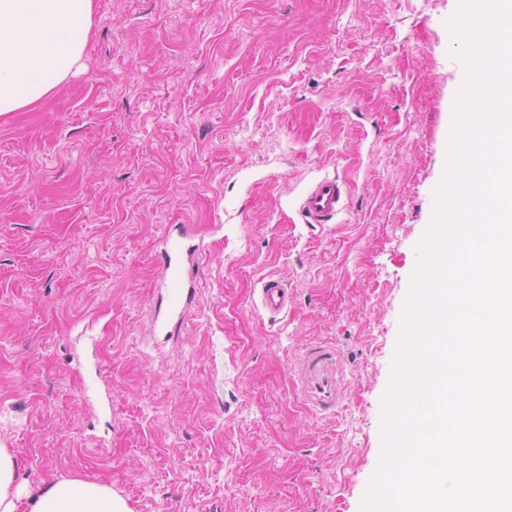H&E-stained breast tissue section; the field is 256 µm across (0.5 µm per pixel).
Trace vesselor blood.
Listing matches in <instances>:
<instances>
[{
  "mask_svg": "<svg viewBox=\"0 0 512 512\" xmlns=\"http://www.w3.org/2000/svg\"><path fill=\"white\" fill-rule=\"evenodd\" d=\"M344 184L335 177L317 180L298 200V212L305 223L326 224L343 209ZM188 234L175 225L157 243L163 273L162 294L156 303L153 317L155 337H171L196 294L195 248L187 242ZM261 305L277 314L288 306V294L280 281L263 283L259 295ZM339 362L335 350L310 349L300 370L301 395L314 410L336 409L341 392L338 384Z\"/></svg>",
  "mask_w": 512,
  "mask_h": 512,
  "instance_id": "b4317fda",
  "label": "vessel or blood"
}]
</instances>
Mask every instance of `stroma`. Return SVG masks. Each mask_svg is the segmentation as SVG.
I'll return each mask as SVG.
<instances>
[{
	"instance_id": "1",
	"label": "stroma",
	"mask_w": 512,
	"mask_h": 512,
	"mask_svg": "<svg viewBox=\"0 0 512 512\" xmlns=\"http://www.w3.org/2000/svg\"><path fill=\"white\" fill-rule=\"evenodd\" d=\"M459 0H94L84 67L0 115V448L19 496L130 512H362L461 88ZM336 176L344 208L296 201ZM197 296L152 337L155 245ZM280 280L288 308L259 304ZM341 399L300 394L315 345ZM344 194L338 178H321L300 196L298 212L307 224H327L343 210ZM182 225L171 226L157 243L163 273L162 291L153 317L154 337L169 339L195 299V248ZM25 512H129L125 501L107 486L81 480H61L40 490Z\"/></svg>"
}]
</instances>
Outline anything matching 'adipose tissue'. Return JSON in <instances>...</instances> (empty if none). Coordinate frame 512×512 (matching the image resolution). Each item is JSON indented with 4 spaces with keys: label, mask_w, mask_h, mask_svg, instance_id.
Segmentation results:
<instances>
[{
    "label": "adipose tissue",
    "mask_w": 512,
    "mask_h": 512,
    "mask_svg": "<svg viewBox=\"0 0 512 512\" xmlns=\"http://www.w3.org/2000/svg\"><path fill=\"white\" fill-rule=\"evenodd\" d=\"M93 0H0V114L51 97L84 66ZM14 456L0 448V512H129L99 483L61 480L19 507Z\"/></svg>",
    "instance_id": "1"
}]
</instances>
